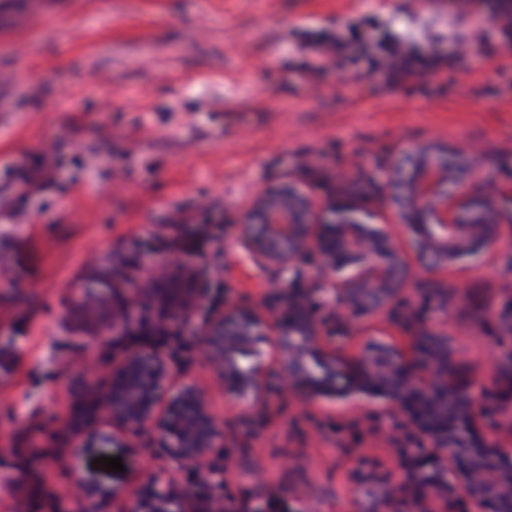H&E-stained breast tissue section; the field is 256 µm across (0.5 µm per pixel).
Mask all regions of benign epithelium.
<instances>
[{"label":"benign epithelium","instance_id":"7a95c632","mask_svg":"<svg viewBox=\"0 0 512 512\" xmlns=\"http://www.w3.org/2000/svg\"><path fill=\"white\" fill-rule=\"evenodd\" d=\"M462 146L436 141L394 160L385 172L387 212L353 196L322 203L290 177L257 192L244 213L240 236L261 264L308 267L324 298L292 294L266 308L235 302L214 313L202 329L200 359L216 389L241 417L263 415L274 386L306 404L358 410L375 405L395 414L422 448L402 469L413 487L359 479L364 512H512V448L479 432L485 393L463 373L465 352L448 324L420 322L402 346L369 338L348 356L336 343L337 327L358 331L387 315L410 285L435 271L480 262L512 233V188L482 185L475 165L461 166ZM403 236L417 263L397 245ZM193 289L176 276L143 281L132 300L112 302V318L126 322L147 300L160 312H191ZM500 342L493 353L499 395L512 406V292L492 309ZM263 341L270 360L257 352ZM112 385L97 396L93 412L112 421L111 438L153 430L169 459L214 476L210 455L223 439L206 392L177 377L149 348L131 350L112 366ZM110 492L93 478L71 497L93 512ZM126 512H199L172 476L153 481Z\"/></svg>","mask_w":512,"mask_h":512}]
</instances>
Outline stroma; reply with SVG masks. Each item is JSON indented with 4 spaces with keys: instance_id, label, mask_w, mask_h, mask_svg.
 Wrapping results in <instances>:
<instances>
[{
    "instance_id": "1",
    "label": "stroma",
    "mask_w": 512,
    "mask_h": 512,
    "mask_svg": "<svg viewBox=\"0 0 512 512\" xmlns=\"http://www.w3.org/2000/svg\"><path fill=\"white\" fill-rule=\"evenodd\" d=\"M507 0H0V176L41 152L56 151V181L33 195L24 216L0 214V332L15 345L0 366V512H24L29 473L20 450L43 449L37 470L54 495L95 476L111 492L105 512H124L158 476L167 452L145 430L129 444L80 449L69 429L85 397L109 382L98 361L112 338L90 312L81 285L116 257L133 288L149 261L189 232L170 223L180 211L215 203L224 213L188 271L212 284L203 313L277 297L279 268L256 264L239 224L264 186L292 177L315 198L356 185L367 206L384 208L381 174L406 149L438 139L463 141L483 178L512 183V64L497 15ZM37 24H28L30 12ZM374 21L377 36L402 35L453 54V69L424 77L418 90L386 87L364 65L319 79L300 75L296 31ZM469 283L466 292L454 282ZM512 291V259L493 250L475 267L410 286L404 314L447 320L468 353L466 376L494 388L491 309ZM174 369L210 392L226 443L213 449L226 472L221 502L274 494L292 512L307 492L320 512H358L357 477L401 479L397 449L420 443L392 416L366 409L306 406L271 397L250 441L212 390L199 355ZM121 458L123 471L98 465ZM249 468L267 481L254 487Z\"/></svg>"
}]
</instances>
